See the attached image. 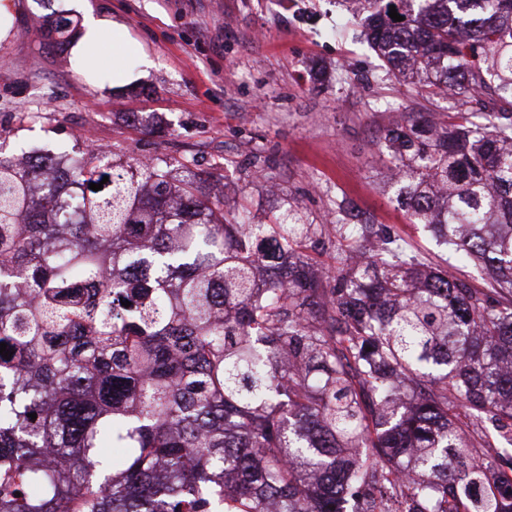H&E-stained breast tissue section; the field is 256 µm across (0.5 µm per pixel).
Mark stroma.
<instances>
[{"label":"stroma","instance_id":"obj_1","mask_svg":"<svg viewBox=\"0 0 512 512\" xmlns=\"http://www.w3.org/2000/svg\"><path fill=\"white\" fill-rule=\"evenodd\" d=\"M152 62L119 91L71 60L70 0H17L0 40V153L33 150L136 163L194 158L226 213L269 223L296 203L324 223L337 197L436 263L446 246L411 224L383 188L385 129L407 119L415 84L360 44L350 0H91Z\"/></svg>","mask_w":512,"mask_h":512}]
</instances>
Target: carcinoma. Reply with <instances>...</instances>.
<instances>
[{"mask_svg": "<svg viewBox=\"0 0 512 512\" xmlns=\"http://www.w3.org/2000/svg\"><path fill=\"white\" fill-rule=\"evenodd\" d=\"M364 3L388 71L467 106L384 140L395 201L484 285L344 198L324 271L325 225L227 219L189 157L0 156V512H512V454L476 451L486 421L512 445V0Z\"/></svg>", "mask_w": 512, "mask_h": 512, "instance_id": "cac0c4a2", "label": "carcinoma"}]
</instances>
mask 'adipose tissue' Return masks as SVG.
I'll list each match as a JSON object with an SVG mask.
<instances>
[{"mask_svg": "<svg viewBox=\"0 0 512 512\" xmlns=\"http://www.w3.org/2000/svg\"><path fill=\"white\" fill-rule=\"evenodd\" d=\"M71 6L82 18L81 29L71 48L75 61H83L90 52L100 51L104 35H111L113 43L121 49L120 54L112 58V85L122 88L132 82L134 75L125 65V56L138 50L139 45L130 39L126 28L96 12L90 0H71Z\"/></svg>", "mask_w": 512, "mask_h": 512, "instance_id": "ef3b65f1", "label": "adipose tissue"}]
</instances>
